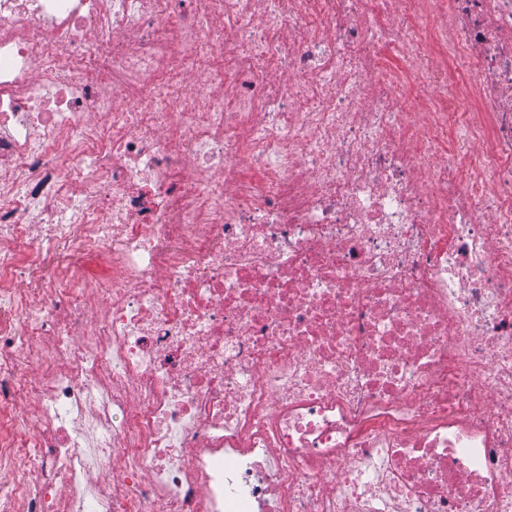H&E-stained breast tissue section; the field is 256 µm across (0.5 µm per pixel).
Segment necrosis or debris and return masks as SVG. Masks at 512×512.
I'll list each match as a JSON object with an SVG mask.
<instances>
[{
  "label": "necrosis or debris",
  "instance_id": "4bbe7bcc",
  "mask_svg": "<svg viewBox=\"0 0 512 512\" xmlns=\"http://www.w3.org/2000/svg\"><path fill=\"white\" fill-rule=\"evenodd\" d=\"M0 471L512 512V0H0Z\"/></svg>",
  "mask_w": 512,
  "mask_h": 512
}]
</instances>
